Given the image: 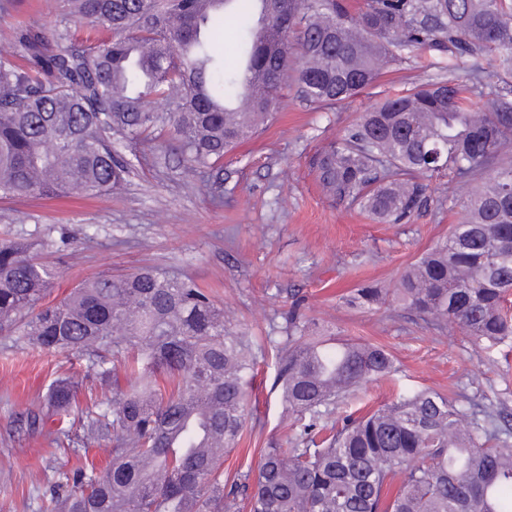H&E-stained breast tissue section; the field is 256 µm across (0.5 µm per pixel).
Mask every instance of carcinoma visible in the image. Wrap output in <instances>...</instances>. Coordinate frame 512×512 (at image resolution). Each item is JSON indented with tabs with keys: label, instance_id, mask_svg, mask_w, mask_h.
<instances>
[{
	"label": "carcinoma",
	"instance_id": "obj_1",
	"mask_svg": "<svg viewBox=\"0 0 512 512\" xmlns=\"http://www.w3.org/2000/svg\"><path fill=\"white\" fill-rule=\"evenodd\" d=\"M45 4L57 27L0 50V198L121 190L128 164L115 133L165 139L184 176L202 180L273 118L287 85L334 110L372 88L385 61L427 51L461 61L468 82L450 65L448 77L385 99L310 167L329 198L384 224L454 208L455 198L428 194L434 176L473 187L448 237L395 287L360 288L350 302L391 298L512 352V0ZM228 20L240 32L231 63L207 35ZM38 255L31 240L0 237V335L74 353L112 387L79 412L78 383L57 380L43 395L52 412L19 419L29 429L52 420L64 449L112 448L103 468L56 471L45 512H512V449L496 411L402 389L340 426L326 421L396 367L380 346L301 335L296 308L274 377L294 436L262 449L257 472L224 478V454L247 430L251 338L194 282L153 267L99 275L48 301L59 272Z\"/></svg>",
	"mask_w": 512,
	"mask_h": 512
}]
</instances>
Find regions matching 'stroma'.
I'll return each instance as SVG.
<instances>
[{
	"instance_id": "1",
	"label": "stroma",
	"mask_w": 512,
	"mask_h": 512,
	"mask_svg": "<svg viewBox=\"0 0 512 512\" xmlns=\"http://www.w3.org/2000/svg\"><path fill=\"white\" fill-rule=\"evenodd\" d=\"M54 27L44 0H20L0 12V48L16 31ZM444 65L426 54L384 64L375 88L333 111L287 96L258 135L197 184L187 183L181 158L164 143L116 138L130 168L122 190L65 201L1 199L0 232L46 241L42 258L60 274L56 298L93 276L148 266L192 280L223 306L229 328L255 337L257 352L268 360L271 337L286 335L285 317L300 305L307 335L381 346L399 369L398 384H369L350 408L390 402L403 386L461 394L475 407H497L512 417V358L484 349L454 324L425 322L403 304L348 303L358 288L393 287L447 236L457 212L431 208L410 224H381L328 198L308 164L358 113L385 95L444 76ZM84 375L74 358L0 336V512H41L56 469L108 461V448L66 454L48 429L32 432L15 423L56 378ZM274 376L268 363L265 400L252 431L225 455L226 474L256 469L261 449L290 433Z\"/></svg>"
}]
</instances>
